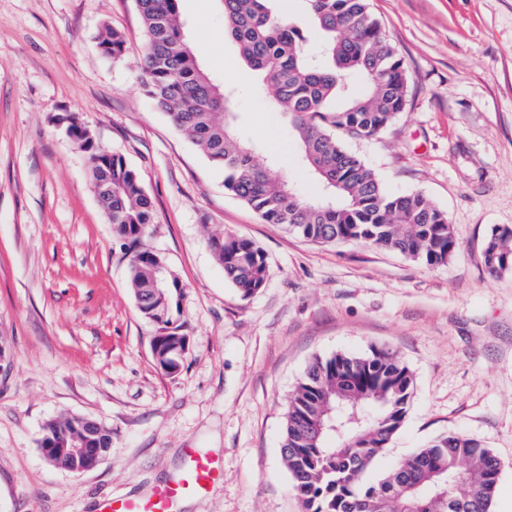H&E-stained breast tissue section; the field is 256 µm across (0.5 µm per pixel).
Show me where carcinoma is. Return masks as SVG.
<instances>
[{
	"instance_id": "1",
	"label": "carcinoma",
	"mask_w": 512,
	"mask_h": 512,
	"mask_svg": "<svg viewBox=\"0 0 512 512\" xmlns=\"http://www.w3.org/2000/svg\"><path fill=\"white\" fill-rule=\"evenodd\" d=\"M225 36L263 81L277 111L288 116L305 167L328 196L308 199L288 176L256 159L255 144L232 132L230 88L215 83L189 47L177 0H135L146 37L143 86L154 106L215 169L224 190L266 224L320 241L355 240L429 267L447 265L459 243L447 215L420 193L391 194L375 171L348 151L342 134L373 138L404 111L408 77L403 59L373 17L369 0H305L311 27L283 17L276 0H221ZM100 52L117 59L123 35L110 30ZM87 153L91 185L114 231L130 243V280L138 311L158 322L152 346L161 369L177 374L172 351L189 338L179 323L183 293L163 290L160 320L148 288L153 254L143 244L153 205L137 172L98 147L74 113L54 117ZM228 283L249 299L269 280L265 252L253 240L211 237ZM491 275L512 269V226L484 241ZM414 393L409 367L394 353H336L314 359L292 397L281 457L304 512H491L500 462L476 440L450 433L416 450L390 472L365 473L401 428ZM79 418L48 421L42 448L68 446Z\"/></svg>"
}]
</instances>
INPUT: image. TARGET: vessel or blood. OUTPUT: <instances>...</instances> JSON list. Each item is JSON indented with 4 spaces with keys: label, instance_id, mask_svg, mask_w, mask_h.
Returning a JSON list of instances; mask_svg holds the SVG:
<instances>
[{
    "label": "vessel or blood",
    "instance_id": "vessel-or-blood-1",
    "mask_svg": "<svg viewBox=\"0 0 512 512\" xmlns=\"http://www.w3.org/2000/svg\"><path fill=\"white\" fill-rule=\"evenodd\" d=\"M223 475L211 456L189 448L182 468L173 478L144 496L105 498L100 501L98 512H173L178 502L205 494Z\"/></svg>",
    "mask_w": 512,
    "mask_h": 512
}]
</instances>
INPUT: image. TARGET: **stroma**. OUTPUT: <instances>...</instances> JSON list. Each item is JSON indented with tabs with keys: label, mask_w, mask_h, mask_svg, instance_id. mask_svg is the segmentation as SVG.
Segmentation results:
<instances>
[{
	"label": "stroma",
	"mask_w": 512,
	"mask_h": 512,
	"mask_svg": "<svg viewBox=\"0 0 512 512\" xmlns=\"http://www.w3.org/2000/svg\"><path fill=\"white\" fill-rule=\"evenodd\" d=\"M409 76L407 104L378 137H344L392 193L444 210L460 248L432 268L390 251L312 241L263 223L142 84L135 0H0V512H96L148 493L196 448L224 477L185 512H302L280 454L289 401L308 363L393 351L413 373L402 427L376 479L458 433L501 463L491 512H512V270L482 248L512 226V0H370ZM199 63L235 92L236 132L315 198L285 114L224 35L219 0H178ZM121 59L101 56L106 29ZM75 113L98 146L140 175L154 220L144 243L184 288L189 350L170 375L157 326L132 294L126 240L92 190L87 157L54 123ZM268 256L266 288L241 298L209 246L218 232ZM77 415L112 431L109 454L74 475L47 464L44 423Z\"/></svg>",
	"instance_id": "35a3bbf8"
}]
</instances>
